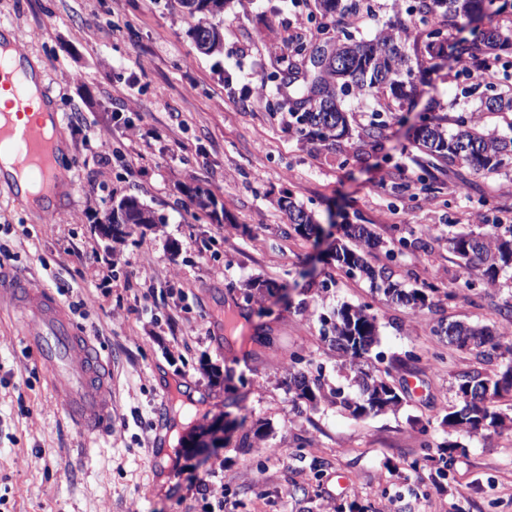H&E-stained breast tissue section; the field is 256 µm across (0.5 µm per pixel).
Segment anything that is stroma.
<instances>
[{
    "label": "stroma",
    "instance_id": "stroma-1",
    "mask_svg": "<svg viewBox=\"0 0 512 512\" xmlns=\"http://www.w3.org/2000/svg\"><path fill=\"white\" fill-rule=\"evenodd\" d=\"M409 4L359 0L355 14L324 18L313 0H226L223 48L206 55L181 0H0V21L45 70L73 160L49 224L0 184V266L57 294L114 373L112 420L84 436L26 349L22 319L0 310V512H512V429L469 437L444 422L460 373L505 362L436 333L451 321L511 326L496 308L512 302V270L461 289L447 238L512 220V170L440 163L426 190L412 139L416 115L471 111L477 94L452 68L429 73L378 141L359 136L368 98L346 97L351 135L333 145L298 134L288 113L282 79L301 58L280 59V45L369 40ZM89 130L106 158L86 149ZM194 187L212 193L219 220L197 209ZM127 196L157 221L116 243L99 226ZM290 202L312 212V234L290 223ZM350 224L383 240L372 264L429 291L425 309L337 269ZM100 271L103 288L91 283ZM254 280L272 292L247 299ZM344 304L378 319L382 357L358 366L389 368L395 410L356 419L288 390L294 372L348 386L322 326ZM449 441L460 450L447 462Z\"/></svg>",
    "mask_w": 512,
    "mask_h": 512
}]
</instances>
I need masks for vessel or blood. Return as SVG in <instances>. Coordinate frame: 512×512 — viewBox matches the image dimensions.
Returning a JSON list of instances; mask_svg holds the SVG:
<instances>
[{
    "mask_svg": "<svg viewBox=\"0 0 512 512\" xmlns=\"http://www.w3.org/2000/svg\"><path fill=\"white\" fill-rule=\"evenodd\" d=\"M19 47L0 52V93L9 92L17 118L0 123V134L10 143L13 168L28 185L39 190L67 182L71 165L47 156L43 134L60 115L34 113L24 90L26 70ZM18 312L30 325L26 344L41 368L57 378L66 398L65 411L85 433L103 430L112 414V366L109 357L77 327L50 289L40 287L8 269L0 268V307Z\"/></svg>",
    "mask_w": 512,
    "mask_h": 512,
    "instance_id": "vessel-or-blood-1",
    "label": "vessel or blood"
}]
</instances>
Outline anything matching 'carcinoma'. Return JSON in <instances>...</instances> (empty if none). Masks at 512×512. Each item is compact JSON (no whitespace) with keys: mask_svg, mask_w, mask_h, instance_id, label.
I'll use <instances>...</instances> for the list:
<instances>
[{"mask_svg":"<svg viewBox=\"0 0 512 512\" xmlns=\"http://www.w3.org/2000/svg\"><path fill=\"white\" fill-rule=\"evenodd\" d=\"M495 0H414L407 17L396 16L382 35L358 39L349 32L344 40L323 45L313 44L319 51L317 66L301 70L288 68V84L297 81L298 97L294 99L291 115L298 132L321 142L336 140L349 134L350 126L344 98L351 94L371 95L383 102L375 110L376 119L365 129L371 139H381L386 122L379 119L382 112H399L414 93L416 73L438 66L448 58L456 65L471 59H483L492 64L497 57L487 55L491 45L500 50L512 48V27L492 26L481 29L484 20L506 12L508 3L494 6ZM189 13L197 17L192 30L197 47L211 53L221 49L222 33L215 16L224 9V0H182ZM414 36L413 54L403 52L409 36ZM475 80L483 77L475 75ZM485 81V80H483ZM491 93L480 96L477 112L459 113L451 118L431 116L429 124L414 128L417 148L435 161L466 168L474 174L496 173L512 162V121L499 130L488 127L479 113L505 116L512 112V88L496 89L487 80ZM288 216L293 224L308 230L315 225L313 216L304 209L288 203ZM112 224H154V212L135 197L121 199L106 216ZM350 238L356 248L341 245L335 250L336 261L348 274L359 273L370 282H379L384 293L415 310L427 306L425 292L401 287L393 280L395 271L388 265L373 266L366 259L378 240L366 227L354 225ZM449 248L460 258L463 269L461 287L471 290L477 282L495 284L501 269L512 267V224H493L484 233H457L448 238ZM325 334L336 351L355 372V382L361 397L352 399L341 388H331L319 380H309L298 374L290 378L288 390L306 399L312 406L326 402L343 409L355 418L377 415L400 405L401 398L389 380L355 368V361L369 354L378 342L377 318L363 306L343 305L330 319H323ZM448 343L469 348L489 358L493 353L509 356L504 370L494 376L480 372H463L456 389L457 404L445 416L452 430L468 436L489 428L505 425L506 416L499 411L496 399L503 389L512 388V338L493 339L486 326L450 322L442 330Z\"/></svg>","mask_w":512,"mask_h":512,"instance_id":"obj_1","label":"carcinoma"}]
</instances>
